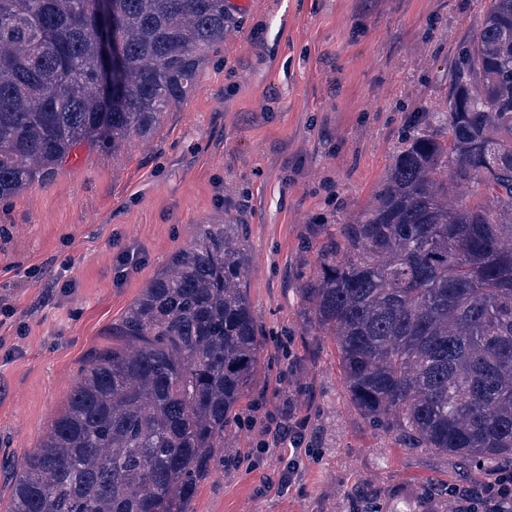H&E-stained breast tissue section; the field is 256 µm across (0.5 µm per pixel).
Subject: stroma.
Listing matches in <instances>:
<instances>
[{
    "instance_id": "stroma-1",
    "label": "stroma",
    "mask_w": 512,
    "mask_h": 512,
    "mask_svg": "<svg viewBox=\"0 0 512 512\" xmlns=\"http://www.w3.org/2000/svg\"><path fill=\"white\" fill-rule=\"evenodd\" d=\"M481 20V0H251L151 137L116 155L78 148L50 183L1 202L0 464L40 444L171 254L231 216L248 226L246 287L274 338L194 512H448L449 491L512 469L372 427L334 344L297 313L308 241L373 199L412 118L447 99ZM287 405L299 444L258 452Z\"/></svg>"
}]
</instances>
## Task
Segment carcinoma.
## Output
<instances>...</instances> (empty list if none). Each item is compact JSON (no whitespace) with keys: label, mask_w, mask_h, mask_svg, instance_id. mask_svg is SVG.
I'll return each instance as SVG.
<instances>
[{"label":"carcinoma","mask_w":512,"mask_h":512,"mask_svg":"<svg viewBox=\"0 0 512 512\" xmlns=\"http://www.w3.org/2000/svg\"><path fill=\"white\" fill-rule=\"evenodd\" d=\"M225 2L0 0V202L80 145L151 137L233 26ZM114 26L107 100L100 31ZM434 119L448 135L412 129L373 201L322 229L299 314L374 427L512 461V0H485ZM248 262L240 224H205L171 255L17 464L10 512H193L267 341Z\"/></svg>","instance_id":"carcinoma-1"}]
</instances>
